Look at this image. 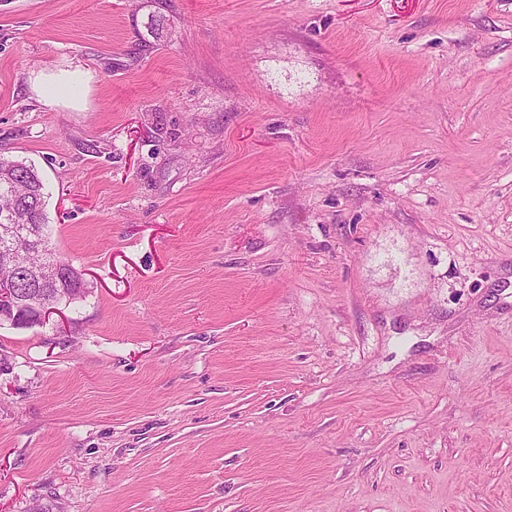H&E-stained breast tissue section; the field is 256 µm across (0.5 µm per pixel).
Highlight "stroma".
<instances>
[{"label":"stroma","instance_id":"obj_1","mask_svg":"<svg viewBox=\"0 0 512 512\" xmlns=\"http://www.w3.org/2000/svg\"><path fill=\"white\" fill-rule=\"evenodd\" d=\"M0 156V512H512V0H0ZM89 73L80 66L69 65L53 74L40 72L31 77V89L45 106L78 108L81 94L89 84ZM80 89L81 92H76ZM44 195V183L35 167L22 161L0 157V225L3 224L0 228V237L5 240L14 237L17 229L13 224L33 225L44 241V248L29 252L23 243H18L17 247L25 255L26 262L30 266L42 263H63L72 267L61 260L56 251L49 247L51 230L44 210ZM5 198H8L9 205L12 207L10 215L2 212ZM72 268L70 281L52 288L47 295L48 299L65 301L85 295L86 287L81 291L79 289L82 285L81 274L74 267ZM60 273L61 269L58 266L42 264L36 274L32 275V280L36 286L42 287L58 281Z\"/></svg>","mask_w":512,"mask_h":512}]
</instances>
